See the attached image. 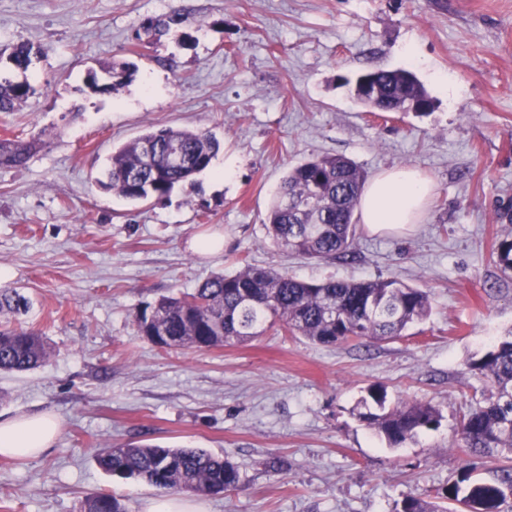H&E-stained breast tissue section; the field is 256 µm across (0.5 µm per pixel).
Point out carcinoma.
Segmentation results:
<instances>
[{"label": "carcinoma", "mask_w": 512, "mask_h": 512, "mask_svg": "<svg viewBox=\"0 0 512 512\" xmlns=\"http://www.w3.org/2000/svg\"><path fill=\"white\" fill-rule=\"evenodd\" d=\"M196 21L180 9L145 26L163 35L171 26ZM7 61L25 72L33 46L17 44ZM373 94L357 100L374 112H404L412 103L422 113L433 100L415 74L405 68L369 72ZM33 93L30 83L0 81V112H14ZM39 142L1 139L0 166L21 167ZM220 142L206 130L148 131L112 154L103 189L138 202L163 198L173 188L210 168ZM365 172L344 156H320L294 166L284 177L270 210L269 234L280 250L308 259L333 260L354 256L357 210ZM494 262L512 272V229L493 250ZM30 300L14 288H0V315L25 314ZM431 311L429 294L394 278L363 282L304 281L286 273L250 264L236 273H217L191 293L162 297L136 315L138 332L157 347L169 350L210 349L244 342L269 328L300 335L317 344L350 339L381 342L395 339ZM50 347L40 333L0 323V371L24 372L42 366ZM470 367L490 378L495 392L461 418L463 448L476 457L497 462L492 482L471 481L449 486L444 499L462 505V512H512V335L504 337ZM359 418L399 447L424 430L441 424L440 410L428 401L399 400L388 405L386 387L373 384L360 401ZM107 474L140 480L159 491H185L219 496L240 483L238 467L228 459L198 448H165L152 444L109 445L96 456ZM82 512H126L113 494L87 496ZM400 512H448L418 498L403 501Z\"/></svg>", "instance_id": "cac0c4a2"}]
</instances>
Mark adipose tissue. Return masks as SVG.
Returning a JSON list of instances; mask_svg holds the SVG:
<instances>
[{
    "label": "adipose tissue",
    "mask_w": 512,
    "mask_h": 512,
    "mask_svg": "<svg viewBox=\"0 0 512 512\" xmlns=\"http://www.w3.org/2000/svg\"><path fill=\"white\" fill-rule=\"evenodd\" d=\"M433 186L430 179L411 166L383 171L369 180L359 203V214L371 234L402 233L424 214ZM60 432L51 414H32L0 421V456L33 457L49 448Z\"/></svg>",
    "instance_id": "obj_1"
}]
</instances>
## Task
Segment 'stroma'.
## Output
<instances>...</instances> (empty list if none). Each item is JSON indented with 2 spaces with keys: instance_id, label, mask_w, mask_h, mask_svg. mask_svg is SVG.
<instances>
[{
  "instance_id": "1",
  "label": "stroma",
  "mask_w": 512,
  "mask_h": 512,
  "mask_svg": "<svg viewBox=\"0 0 512 512\" xmlns=\"http://www.w3.org/2000/svg\"><path fill=\"white\" fill-rule=\"evenodd\" d=\"M179 7L195 26L145 27ZM17 43L43 55L26 74L34 94L0 112V139L42 145L0 167V288L30 297L26 322L52 356L0 372V420L47 412L61 430L39 456L0 457V512H81L96 492L147 512L156 489L95 461L124 443L234 462L236 490L183 493L202 512H398L462 477L494 479L458 427L493 390L470 361L512 333V277L492 257L512 214V0H0V50ZM125 63L136 72L107 88ZM396 68L416 74L431 112L356 102L351 79ZM169 127L219 137L208 170L160 200L100 187L114 151ZM323 155L370 177L416 166L431 205L402 234L357 224L351 259L282 252L267 230L274 195ZM207 239L221 250L195 249ZM245 261L305 281L395 277L428 291L432 311L379 343L270 330L168 351L138 335L139 308ZM374 383L437 405L439 428L389 447L357 416Z\"/></svg>"
}]
</instances>
